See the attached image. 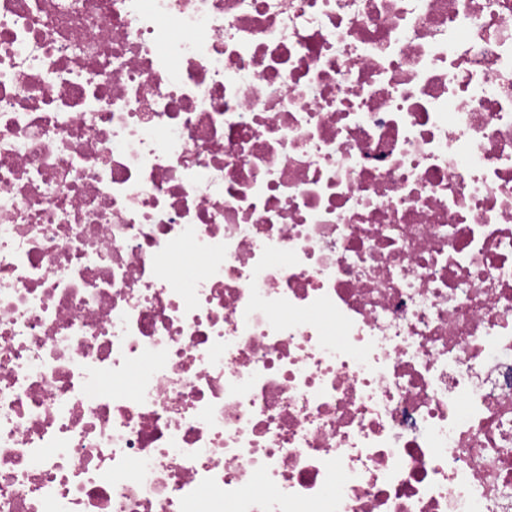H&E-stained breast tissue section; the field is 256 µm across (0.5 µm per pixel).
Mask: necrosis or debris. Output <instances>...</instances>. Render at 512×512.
Returning a JSON list of instances; mask_svg holds the SVG:
<instances>
[{"instance_id":"1","label":"necrosis or debris","mask_w":512,"mask_h":512,"mask_svg":"<svg viewBox=\"0 0 512 512\" xmlns=\"http://www.w3.org/2000/svg\"><path fill=\"white\" fill-rule=\"evenodd\" d=\"M0 512H512V0H0Z\"/></svg>"}]
</instances>
